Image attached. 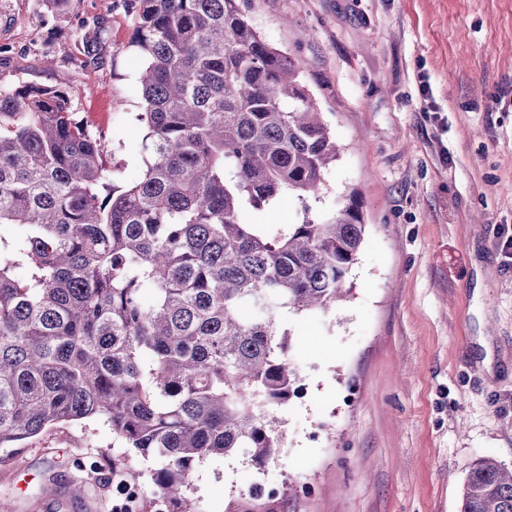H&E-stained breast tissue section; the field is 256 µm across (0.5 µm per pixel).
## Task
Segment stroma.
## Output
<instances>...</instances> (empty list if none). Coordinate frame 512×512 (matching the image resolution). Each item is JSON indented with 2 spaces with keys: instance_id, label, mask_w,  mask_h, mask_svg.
<instances>
[{
  "instance_id": "35a3bbf8",
  "label": "stroma",
  "mask_w": 512,
  "mask_h": 512,
  "mask_svg": "<svg viewBox=\"0 0 512 512\" xmlns=\"http://www.w3.org/2000/svg\"><path fill=\"white\" fill-rule=\"evenodd\" d=\"M239 5L343 146L314 213L352 197L367 230L336 316L288 319L301 390L276 410L279 458H207L186 494L224 512L262 481L292 486L280 512H459L475 460L512 467V0ZM136 20L130 0H0V90L65 91L120 188L144 170ZM158 466L104 419L57 423L0 449V512H116L113 471L142 488Z\"/></svg>"
}]
</instances>
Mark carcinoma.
Instances as JSON below:
<instances>
[{
    "mask_svg": "<svg viewBox=\"0 0 512 512\" xmlns=\"http://www.w3.org/2000/svg\"><path fill=\"white\" fill-rule=\"evenodd\" d=\"M135 4L137 181L108 190L105 143L64 91L0 92V225L24 228L0 236V448L102 418L160 459L151 495L200 512L197 463L279 457L273 408L300 381L281 319L336 308L367 225L352 198L313 213L340 147L238 0ZM283 195L298 221L259 222ZM224 512L277 510L249 490ZM460 512H512V469L476 460Z\"/></svg>",
    "mask_w": 512,
    "mask_h": 512,
    "instance_id": "1",
    "label": "carcinoma"
}]
</instances>
